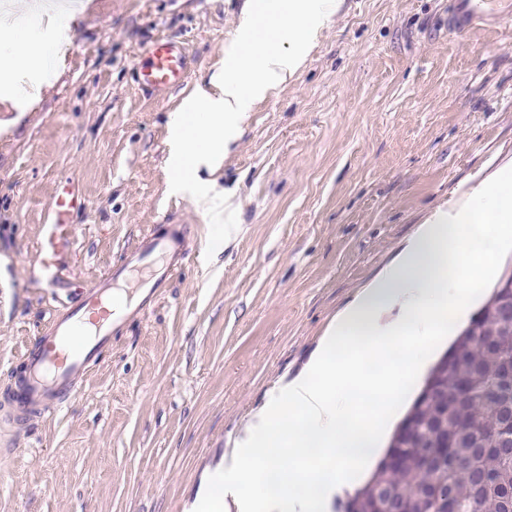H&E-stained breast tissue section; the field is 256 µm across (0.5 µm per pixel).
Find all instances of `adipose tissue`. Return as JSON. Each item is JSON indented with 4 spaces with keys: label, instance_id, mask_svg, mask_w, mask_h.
<instances>
[{
    "label": "adipose tissue",
    "instance_id": "1",
    "mask_svg": "<svg viewBox=\"0 0 512 512\" xmlns=\"http://www.w3.org/2000/svg\"><path fill=\"white\" fill-rule=\"evenodd\" d=\"M332 14L329 0H247L241 39L225 53L232 67L209 77L170 113L173 183L183 169L221 166L253 102L273 95L298 70ZM9 42L0 66L46 65L47 46L1 23ZM512 243V163L490 173L456 200L436 208L392 263L363 287L325 331L307 373L278 388L234 441L238 467L216 474L223 496L242 512H323L330 492L352 491L366 477L395 410L418 380L439 337L467 317L483 287L489 257ZM425 346L411 353L407 339ZM355 382L367 404L336 390Z\"/></svg>",
    "mask_w": 512,
    "mask_h": 512
}]
</instances>
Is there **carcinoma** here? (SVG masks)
I'll return each instance as SVG.
<instances>
[{"label":"carcinoma","instance_id":"cac0c4a2","mask_svg":"<svg viewBox=\"0 0 512 512\" xmlns=\"http://www.w3.org/2000/svg\"><path fill=\"white\" fill-rule=\"evenodd\" d=\"M512 280L506 269L487 301L474 313L455 338L463 343L482 326L483 335L493 333L500 306L507 300L504 284ZM512 361V342L495 351L475 344L473 353L455 357L446 368L432 367L411 408L397 425L386 455L402 460L389 467L380 461L366 484L339 503L337 512H434L435 503L421 490L448 486V505L453 512H502L500 496L512 489V447L480 451L485 431L512 419V392L494 400L485 398L503 366ZM467 385L465 403L448 400L443 406L434 388L453 389ZM448 436V447H440ZM464 460H473L477 470L472 479L459 471Z\"/></svg>","mask_w":512,"mask_h":512}]
</instances>
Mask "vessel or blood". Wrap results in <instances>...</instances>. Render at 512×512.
<instances>
[{"instance_id":"obj_1","label":"vessel or blood","mask_w":512,"mask_h":512,"mask_svg":"<svg viewBox=\"0 0 512 512\" xmlns=\"http://www.w3.org/2000/svg\"><path fill=\"white\" fill-rule=\"evenodd\" d=\"M449 2L448 26L458 33L512 20V0ZM186 77V55L178 43L159 39L146 48L139 68V82L144 88L178 86ZM80 203L75 192L66 190L58 194L54 201L56 219L43 227L41 269L47 284L55 283L56 261L73 240L74 227L68 224L67 214ZM193 238L192 226L178 223L168 235L145 234L137 248L125 256L124 265L128 268L153 265L146 287L148 297H155L158 289L166 287L179 273L183 260L191 253ZM113 279V272L108 271L85 288L72 308L54 318L37 337L33 349L26 351V372L18 379L8 401L10 416L23 421L55 413L80 389L97 361L100 348L109 341L113 326L121 320L112 308Z\"/></svg>"}]
</instances>
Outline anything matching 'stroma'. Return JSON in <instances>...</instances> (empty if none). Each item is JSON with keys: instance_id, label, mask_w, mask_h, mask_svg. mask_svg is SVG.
Returning <instances> with one entry per match:
<instances>
[{"instance_id": "35a3bbf8", "label": "stroma", "mask_w": 512, "mask_h": 512, "mask_svg": "<svg viewBox=\"0 0 512 512\" xmlns=\"http://www.w3.org/2000/svg\"><path fill=\"white\" fill-rule=\"evenodd\" d=\"M77 3L37 102L19 96L35 69L0 71V406L25 349L141 235L181 217L192 257L59 412L0 424V512H191L336 312L431 209L512 160V23L458 34L448 0H332L304 67L199 173L234 205L226 240L168 187L167 119L223 64L245 0ZM161 37L185 45L188 78L149 92L137 71ZM68 184L84 207L50 288L42 227Z\"/></svg>"}]
</instances>
